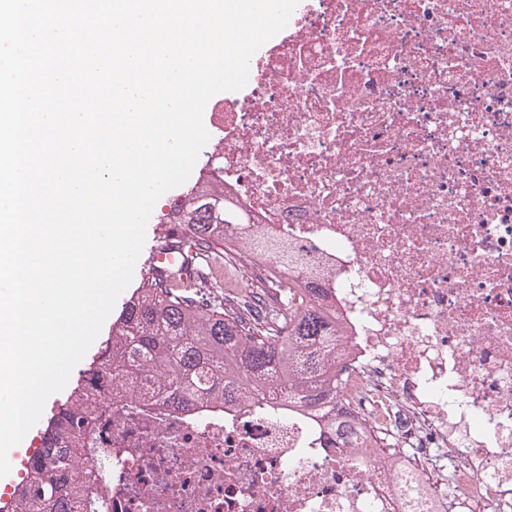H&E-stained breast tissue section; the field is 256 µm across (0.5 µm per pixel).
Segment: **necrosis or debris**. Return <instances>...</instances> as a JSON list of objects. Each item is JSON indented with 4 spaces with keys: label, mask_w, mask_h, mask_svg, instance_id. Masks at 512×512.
Wrapping results in <instances>:
<instances>
[{
    "label": "necrosis or debris",
    "mask_w": 512,
    "mask_h": 512,
    "mask_svg": "<svg viewBox=\"0 0 512 512\" xmlns=\"http://www.w3.org/2000/svg\"><path fill=\"white\" fill-rule=\"evenodd\" d=\"M211 126L235 233L336 303L342 402L434 512H512V0H301ZM101 412L110 512H407L405 471L251 399Z\"/></svg>",
    "instance_id": "obj_1"
}]
</instances>
